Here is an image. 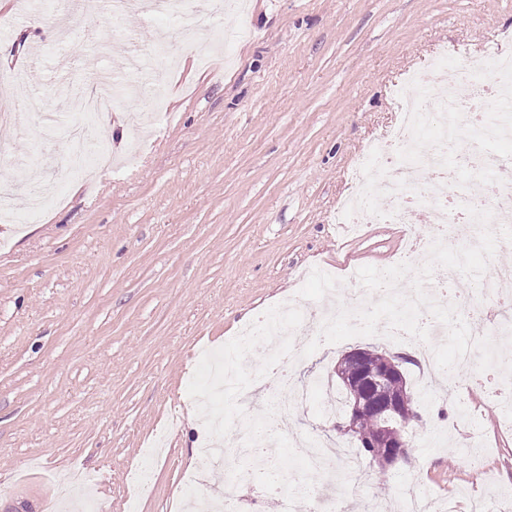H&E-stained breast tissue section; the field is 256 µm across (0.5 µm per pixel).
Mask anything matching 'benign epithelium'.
I'll return each instance as SVG.
<instances>
[{
    "mask_svg": "<svg viewBox=\"0 0 512 512\" xmlns=\"http://www.w3.org/2000/svg\"><path fill=\"white\" fill-rule=\"evenodd\" d=\"M344 359L361 367L360 379L369 388L364 391L350 389L351 372L345 370L342 363L336 364L334 374L340 386L348 389L345 417L338 429L357 436L358 416L370 408L377 416V427L373 435L360 440V443L368 442L374 448L386 449L385 453L375 458L382 467L407 458L409 444L405 440V425L413 416L409 396L403 392L398 397L379 400L374 395V390L379 385L394 383L403 378L399 357L383 356L379 362L372 363L368 351L359 348L347 352Z\"/></svg>",
    "mask_w": 512,
    "mask_h": 512,
    "instance_id": "7a95c632",
    "label": "benign epithelium"
}]
</instances>
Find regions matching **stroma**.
Here are the masks:
<instances>
[{
  "instance_id": "stroma-1",
  "label": "stroma",
  "mask_w": 512,
  "mask_h": 512,
  "mask_svg": "<svg viewBox=\"0 0 512 512\" xmlns=\"http://www.w3.org/2000/svg\"><path fill=\"white\" fill-rule=\"evenodd\" d=\"M193 2L199 26L186 34L177 16L133 7L117 18L106 5L92 20L73 7L62 24L54 8L27 13L0 0V69L28 76L0 83V113L38 91L47 113L65 114L63 97L102 69L129 85L125 110L109 116L126 127L110 143L119 164L88 177L68 169L64 130L46 139L35 120L21 134L0 126L16 160L0 175L17 179L32 155L41 164L28 175L57 190L34 217L17 198L16 223H0V489L15 497L56 498L80 471L91 483L70 501L192 512L197 493L214 491L182 484L205 437L188 394L203 354L271 306H322L325 287L306 270L329 269L356 292L352 271L392 266L409 234L430 236L426 224H337L356 160L394 124V84L436 52L448 50L458 84L464 58L512 51V0H247L220 16L209 0ZM162 35L177 63L142 134L128 114L149 99L150 65L131 68L129 56L153 53ZM372 347L412 358L416 382L411 346L381 336L322 345L291 364L307 389L283 429L293 443L345 441L310 382L345 352ZM463 407L483 446L459 457L451 436ZM417 410L425 447L359 482L344 478L346 512L417 482L444 501L512 481V418L484 388L422 399ZM140 465L149 481L138 492Z\"/></svg>"
}]
</instances>
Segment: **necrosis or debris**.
<instances>
[{
	"label": "necrosis or debris",
	"instance_id": "1",
	"mask_svg": "<svg viewBox=\"0 0 512 512\" xmlns=\"http://www.w3.org/2000/svg\"><path fill=\"white\" fill-rule=\"evenodd\" d=\"M440 60H433L429 72L395 85L398 120L388 133L369 145L351 178L346 202L336 212L340 224H400L411 227L424 222L437 235L450 242L476 243L478 233L464 204L489 208L497 226L512 223V189L491 183L490 177L501 165L495 154L485 149L488 140L512 137V115L503 105L512 98V55L494 52L480 59L467 58L462 71L468 78V91L461 94L437 77ZM125 97L110 90L108 83L87 87L84 110L73 116L70 136L80 146H91L89 156L75 154L70 166L75 173L108 168L110 148L106 128L100 117L103 112L123 107ZM433 119L440 132L434 139H425L421 126ZM471 133L473 179L486 183L487 189L477 192L456 188L448 172V158L457 152L460 129ZM383 198L384 207H376V198ZM456 272L437 269L428 292L440 303L458 309L473 308L483 319V334L504 336L512 327V266L488 269L477 296H461L454 289ZM307 456L317 463L322 477L312 489V512H339L341 498L336 487L333 464L343 456L350 475L361 472V462L353 450L336 453L329 443L312 440Z\"/></svg>",
	"mask_w": 512,
	"mask_h": 512
}]
</instances>
